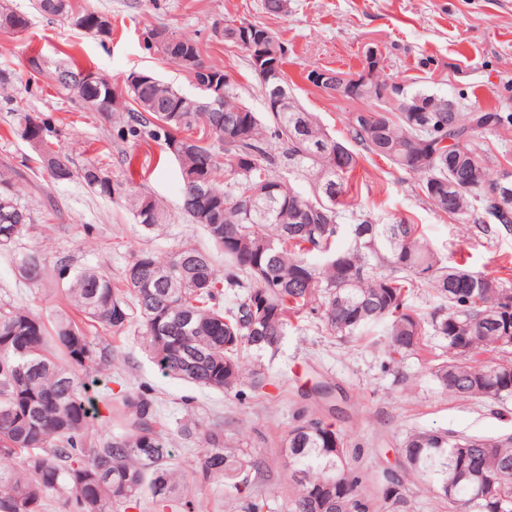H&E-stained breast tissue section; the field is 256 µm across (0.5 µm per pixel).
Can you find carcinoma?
Listing matches in <instances>:
<instances>
[{
	"label": "carcinoma",
	"instance_id": "1",
	"mask_svg": "<svg viewBox=\"0 0 512 512\" xmlns=\"http://www.w3.org/2000/svg\"><path fill=\"white\" fill-rule=\"evenodd\" d=\"M41 15L76 31L112 36V18L77 0H34ZM30 18L0 4V31L20 33ZM220 40L240 48L255 76L254 46L279 53L277 76L261 80L267 118L234 93L229 76L203 57L196 39L165 25L144 32L146 49L174 63L200 87L190 97L153 73L120 88L74 57L52 71L41 54L28 58L31 76L115 126L117 137L152 141L173 158L182 179V209L224 254L182 246L167 258L132 251L114 276L102 266L75 267L69 255L50 261L35 246L15 254L20 277L53 279L70 311L46 319L0 301V512H135L149 497L154 512H200L203 488L222 485L241 512H271L252 491L268 466L251 448L224 446V426L190 421L182 433L201 443L196 461L181 463L167 446L168 427L149 390L94 400L89 379L112 367L111 336L129 331L165 376L219 393L263 387L262 359L275 356L290 331L317 322L339 338H363L378 326L388 336L390 364L431 356L437 389L463 400L499 405L512 399V288L491 274L451 266L412 220L382 222L349 208V179L373 155L418 178L438 214L471 217L489 235L512 229V171L494 166L480 137L512 131V108L448 111V98L407 83L387 88L383 64L365 63L358 80L339 89L363 99L349 112L345 133L330 135L294 98L285 65L288 44L260 21L227 23ZM12 136L29 144L41 172L56 183L78 182L121 199L149 234L163 208L138 188L128 154L112 174L95 157L78 166L53 141L39 113L13 108ZM284 144L282 151L272 141ZM301 173L300 192L283 174ZM17 170H0V248L30 237L33 211L15 186ZM351 243L336 248L341 221ZM427 291L425 312L414 299ZM404 474H368L348 436L309 407L280 440L288 470L279 512H398L404 477L420 481L454 512H512V435L477 437L422 429L402 442Z\"/></svg>",
	"mask_w": 512,
	"mask_h": 512
}]
</instances>
